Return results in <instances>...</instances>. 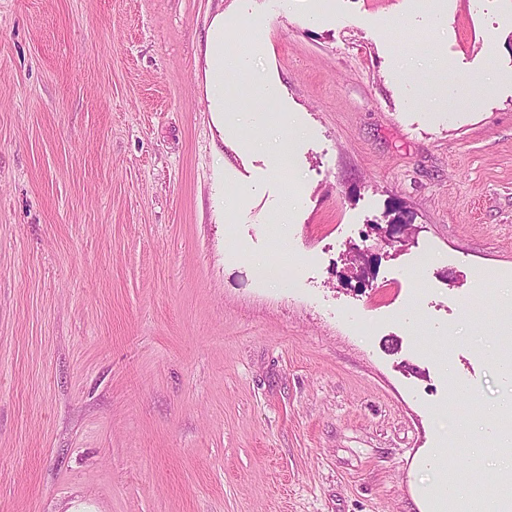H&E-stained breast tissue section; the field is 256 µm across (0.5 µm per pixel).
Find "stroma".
Segmentation results:
<instances>
[{"label": "stroma", "instance_id": "stroma-1", "mask_svg": "<svg viewBox=\"0 0 512 512\" xmlns=\"http://www.w3.org/2000/svg\"><path fill=\"white\" fill-rule=\"evenodd\" d=\"M218 13L289 168L207 110ZM506 308L512 0H0V512L510 496Z\"/></svg>", "mask_w": 512, "mask_h": 512}]
</instances>
